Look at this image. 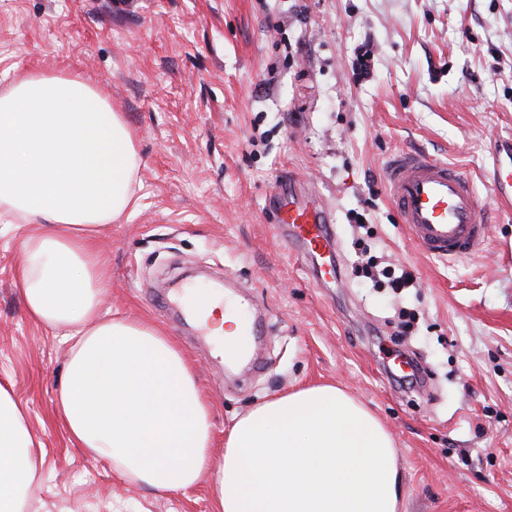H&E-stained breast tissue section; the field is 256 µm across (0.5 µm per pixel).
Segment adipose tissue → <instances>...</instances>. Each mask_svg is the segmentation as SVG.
I'll use <instances>...</instances> for the list:
<instances>
[{
	"instance_id": "adipose-tissue-1",
	"label": "adipose tissue",
	"mask_w": 512,
	"mask_h": 512,
	"mask_svg": "<svg viewBox=\"0 0 512 512\" xmlns=\"http://www.w3.org/2000/svg\"><path fill=\"white\" fill-rule=\"evenodd\" d=\"M135 134L77 75L20 73L0 94V215L27 227L18 279L27 314L70 342L54 413L70 438L140 487L179 492L211 478L212 512H400L393 441L333 385L271 397L213 446L210 405L175 340L99 314L110 276L97 242L131 206ZM231 358L238 317L204 302ZM44 450L27 408L0 384V512H24Z\"/></svg>"
}]
</instances>
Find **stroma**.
Returning <instances> with one entry per match:
<instances>
[{
  "mask_svg": "<svg viewBox=\"0 0 512 512\" xmlns=\"http://www.w3.org/2000/svg\"><path fill=\"white\" fill-rule=\"evenodd\" d=\"M21 71L81 75L133 130L137 206L98 240L100 312L177 341L216 439L270 395L332 383L392 434L403 512H512V215L495 214L480 255L442 260L384 179L390 155L420 149L491 204L490 144L512 136V0H0V92ZM291 184L330 215L339 281L273 220ZM21 238L0 228V382L46 450L25 512H211L208 480L140 488L69 441L53 413L68 346L26 315ZM366 249L416 286L355 277ZM191 271L251 299L258 340L237 370L170 297ZM404 354L427 384L398 385Z\"/></svg>",
  "mask_w": 512,
  "mask_h": 512,
  "instance_id": "35a3bbf8",
  "label": "stroma"
}]
</instances>
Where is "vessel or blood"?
I'll use <instances>...</instances> for the list:
<instances>
[{"label":"vessel or blood","mask_w":512,"mask_h":512,"mask_svg":"<svg viewBox=\"0 0 512 512\" xmlns=\"http://www.w3.org/2000/svg\"><path fill=\"white\" fill-rule=\"evenodd\" d=\"M491 190L501 211H512V137L491 146ZM385 182L412 241L424 253L460 261L482 251L491 221L475 184L468 176L427 155L400 151L385 165ZM278 223L306 255L324 254L330 247L328 213L316 197L296 191L281 195Z\"/></svg>","instance_id":"obj_1"}]
</instances>
